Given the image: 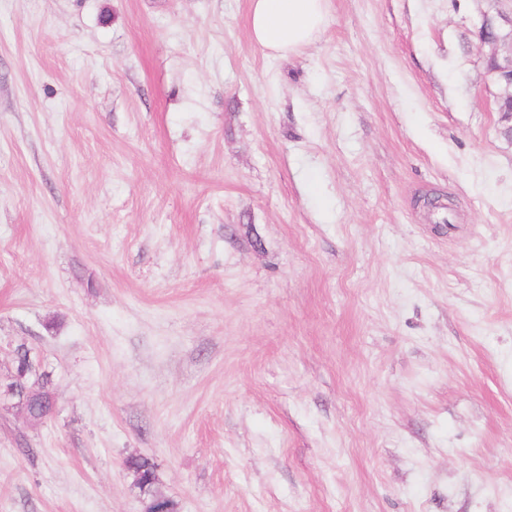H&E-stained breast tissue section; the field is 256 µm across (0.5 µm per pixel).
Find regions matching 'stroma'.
<instances>
[{
	"label": "stroma",
	"mask_w": 512,
	"mask_h": 512,
	"mask_svg": "<svg viewBox=\"0 0 512 512\" xmlns=\"http://www.w3.org/2000/svg\"><path fill=\"white\" fill-rule=\"evenodd\" d=\"M250 9L0 0V512H512V0ZM329 5L330 0H252V37L274 56L289 58L323 29ZM489 61L491 71L498 76L500 81L506 82L512 88V33L510 47L505 54L499 57L497 53H494ZM17 353L16 359L13 360V368L6 376H15L13 384L21 389H28L34 392V398L29 402V413L34 420H40L53 404V393L51 390L50 375L43 370L22 371L20 364L26 363L28 359L36 361L32 354L31 348L25 345H17L14 349ZM127 470L132 473L134 483L143 494V512L167 510V512H180L177 500L165 496L155 490V466L147 457H131L125 462Z\"/></svg>",
	"instance_id": "1"
}]
</instances>
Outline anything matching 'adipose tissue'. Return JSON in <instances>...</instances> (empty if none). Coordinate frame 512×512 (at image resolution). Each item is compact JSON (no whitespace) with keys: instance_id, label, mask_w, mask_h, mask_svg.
Listing matches in <instances>:
<instances>
[{"instance_id":"adipose-tissue-1","label":"adipose tissue","mask_w":512,"mask_h":512,"mask_svg":"<svg viewBox=\"0 0 512 512\" xmlns=\"http://www.w3.org/2000/svg\"><path fill=\"white\" fill-rule=\"evenodd\" d=\"M329 5L330 0H252L251 34L274 56L291 57L323 29Z\"/></svg>"}]
</instances>
